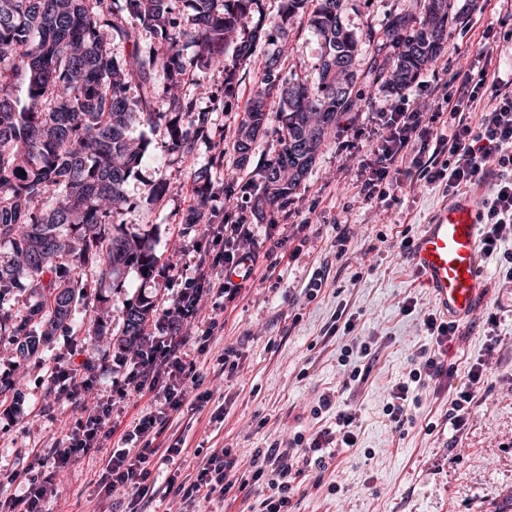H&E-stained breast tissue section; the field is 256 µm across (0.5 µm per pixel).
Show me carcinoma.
I'll return each instance as SVG.
<instances>
[{
  "label": "carcinoma",
  "mask_w": 512,
  "mask_h": 512,
  "mask_svg": "<svg viewBox=\"0 0 512 512\" xmlns=\"http://www.w3.org/2000/svg\"><path fill=\"white\" fill-rule=\"evenodd\" d=\"M0 0V245L13 258L0 264V297L25 281L36 306L13 320L0 313V337L8 336L28 359L71 318L77 299L103 298L88 291L82 269L91 267L102 286L123 269L149 277L158 262L151 240L124 230V183L146 160V147L129 137L138 122L166 125V154L193 165L200 203L215 196L211 166L198 165V134L209 112L195 110L184 85L197 73H219L221 87L212 101L226 108L236 96L237 65L251 59L258 45L288 23L311 12L310 24L322 39L323 56H339V68L321 66L315 82L282 75L271 56L260 84L234 133L235 162L243 149L266 138L277 123L280 149L267 157L246 182L226 188L249 196L254 213L288 208L336 128L340 115L358 108V83L414 82L442 48L453 22L448 0H424L420 17L397 15L370 26L359 39L342 21L345 0H283L277 19L266 22L262 0ZM132 46L117 58L107 43ZM188 41L192 53L181 50ZM234 46L235 58L227 57ZM369 66L349 67L362 51ZM27 87L28 101L14 105L12 91ZM163 97L166 108L154 103ZM281 103L279 112L267 100ZM25 175H20V172ZM82 241L72 266L56 265L62 253L60 228ZM153 304L141 297L128 305L122 345L141 347Z\"/></svg>",
  "instance_id": "1"
}]
</instances>
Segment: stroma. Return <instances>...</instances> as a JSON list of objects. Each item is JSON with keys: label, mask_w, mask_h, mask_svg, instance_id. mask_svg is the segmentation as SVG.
<instances>
[{"label": "stroma", "mask_w": 512, "mask_h": 512, "mask_svg": "<svg viewBox=\"0 0 512 512\" xmlns=\"http://www.w3.org/2000/svg\"><path fill=\"white\" fill-rule=\"evenodd\" d=\"M420 0H346L343 22L364 36L396 13H414ZM456 20L436 62L422 78L444 84L472 66L512 75V0H451ZM322 41L307 17L295 18L287 38L262 43L240 71L231 111L213 108L204 92L219 75H198L184 87L200 108L210 110L212 131L200 145V159L223 156L214 180L245 182L231 145L237 117L256 89L266 59L283 54L289 78H313L322 61ZM319 153L316 163L288 204L287 215L259 219L241 196L210 200L230 220L249 224L258 243L254 279L235 298L203 295L196 319L181 326V358L196 375L187 379L178 414L190 452L179 465L195 472L211 449L228 448L241 469L271 445L287 446L295 436L310 437L334 426L337 411L357 415L356 447L340 450L326 468H312L314 487L291 500L293 512H507L512 506V283L500 274L512 235L487 254L485 291L444 357L451 376L426 381L409 407L404 425L391 422L384 406L390 390L406 380L419 356L435 343L423 329L425 315L437 313L420 283L403 237H418L424 224L447 201L442 188L409 178L390 186L383 203H367L357 186L354 154L372 147L374 127L353 113ZM133 138L148 145L149 157L124 184L127 232L152 238L159 259L153 278L125 269L105 285L103 302L77 301L67 329L34 357L20 359L9 338L0 339V498H24L26 474L53 475L51 512H93L99 501L124 512L126 491H107L98 474L120 443L118 434L101 448L58 466L51 451L69 436L95 405L111 410L110 420L125 429L148 399L120 396L119 387L136 352L123 348L120 331L130 302L148 297L155 311L171 307L182 277L200 256L219 251L213 231H190L187 216L198 201L178 163L166 161L165 126L133 124ZM167 191L153 199L154 187ZM345 245H338L339 236ZM317 295H310L311 286ZM413 299L415 309L402 305ZM223 321L217 336L202 335L209 318ZM352 322L337 330L338 318ZM371 353L356 356L361 343ZM349 355L363 377L346 381L340 364ZM486 367L477 403L464 426L450 417L455 388L477 364ZM78 367L83 387L71 391L50 378L58 367ZM337 399L335 409L314 414L321 394Z\"/></svg>", "instance_id": "35a3bbf8"}]
</instances>
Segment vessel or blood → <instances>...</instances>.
I'll return each mask as SVG.
<instances>
[{
  "mask_svg": "<svg viewBox=\"0 0 512 512\" xmlns=\"http://www.w3.org/2000/svg\"><path fill=\"white\" fill-rule=\"evenodd\" d=\"M478 202L451 199L425 224L411 252L422 284L448 319L469 315L485 288Z\"/></svg>",
  "mask_w": 512,
  "mask_h": 512,
  "instance_id": "vessel-or-blood-1",
  "label": "vessel or blood"
}]
</instances>
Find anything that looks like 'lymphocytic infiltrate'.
I'll return each mask as SVG.
<instances>
[{"label":"lymphocytic infiltrate","instance_id":"f902f5d3","mask_svg":"<svg viewBox=\"0 0 512 512\" xmlns=\"http://www.w3.org/2000/svg\"><path fill=\"white\" fill-rule=\"evenodd\" d=\"M453 81L457 97L447 109L458 120L451 134L435 129L446 110L442 104L428 108L420 95L402 93L398 100L372 114L379 133L370 152L361 156L356 178L364 199L381 203L387 198V186L402 174H416L418 179L454 193L496 174L490 194L481 203L480 243L489 253L505 234L512 233V87L498 73L485 69L457 71ZM484 100L489 106L481 123L471 125L467 113ZM216 231L224 239L223 253L211 264L196 265L186 277L173 307L159 318L157 336L150 338L125 377V390L150 397L152 408L132 418L122 436L123 447L109 456L101 479L110 488L128 490L134 506L162 491L181 499V512H192L198 500L215 496L226 501L234 487L251 486L256 498L242 512H289L297 483L305 479L311 466H325L338 449L355 447L357 416L352 411L337 412L335 428L315 432L306 447L272 448L255 456L246 476H238L236 459L229 449L215 448L196 475L181 478L170 474L161 490L149 482L153 460L172 464L187 453L183 437L163 435L172 414L184 404L183 386L189 376L179 351L181 322L198 314L204 292L238 294L240 280L249 277L243 264L255 255L248 225L221 224ZM444 373L441 353L424 355L410 382L397 384L390 393L386 410L392 421L403 422L413 383ZM109 424L106 409L90 411L71 435L68 447L58 449V463L68 464L78 454L99 447Z\"/></svg>","mask_w":512,"mask_h":512}]
</instances>
